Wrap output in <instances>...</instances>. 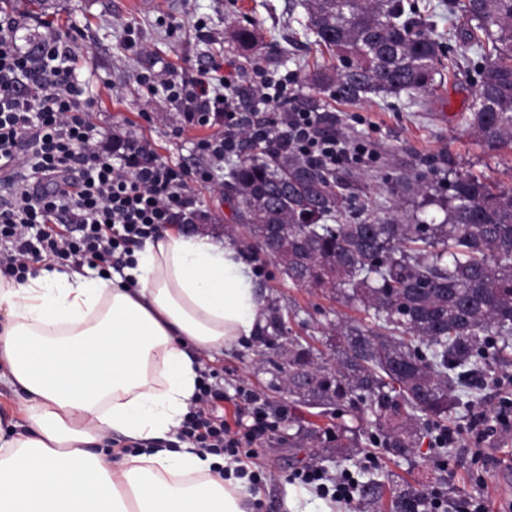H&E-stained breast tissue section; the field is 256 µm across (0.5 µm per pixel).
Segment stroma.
I'll return each mask as SVG.
<instances>
[{"label": "stroma", "instance_id": "35a3bbf8", "mask_svg": "<svg viewBox=\"0 0 512 512\" xmlns=\"http://www.w3.org/2000/svg\"><path fill=\"white\" fill-rule=\"evenodd\" d=\"M296 0H163L161 6L137 10L131 0H43L34 9L24 0H15L10 14L20 19L23 41L34 44L49 36L73 42L77 47L76 72L88 83L93 99L91 121L101 135L112 138L125 133L148 140L159 158L190 170L207 167L209 160L194 147L207 129L197 127L174 136L177 114L162 95H150L138 75L167 69L176 75L193 74L209 57L231 61L238 74L239 104L252 111L255 100L253 60L257 55L275 54L266 72L289 75L296 81L297 108L309 112H329L336 117V132L348 143H370L374 158L365 165L338 166V176L353 186L349 213L365 218L367 210L385 203L397 209L403 219L412 215L442 221L437 206H421L419 197L394 195L395 178L432 172L442 178L447 171L472 173L489 182L512 186V150L492 149L469 127L466 116L478 80L479 57L450 40L448 50L457 57L455 74L425 93L374 98L369 104H349L317 92L310 82L317 68L330 65L331 58L295 23L300 13ZM206 21L205 31H197L198 21ZM255 26L256 44H238L235 32L240 25ZM137 49H129L127 40ZM196 207L207 215L209 224L224 228L235 224V213L217 183L196 187ZM257 282L267 298L275 300L287 316L294 334L322 338L330 324L356 317L349 307L321 294L294 286L282 277L271 261L258 260ZM212 372V381L224 391V413L234 410L249 414L262 408L277 419L278 426L262 441L248 464L259 474L260 497L254 512H285L286 486L303 491L298 471L311 466L323 470L335 481L338 469L318 447L292 448L288 437L295 433L298 419L318 426L336 421L335 408L326 411L305 406L274 388L277 371L268 356L262 355L257 339L239 346L202 355ZM476 402L458 414L454 426L456 440L448 450V468L438 472L428 441L414 452L416 467L383 451H375L373 465L399 476L410 486L427 489L435 477L443 479L445 512H473L484 503L489 512H512V496L498 494V457L512 455V437L499 431V416L505 408L503 392L494 376L477 373L472 377Z\"/></svg>", "mask_w": 512, "mask_h": 512}]
</instances>
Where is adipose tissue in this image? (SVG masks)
Wrapping results in <instances>:
<instances>
[{"label": "adipose tissue", "instance_id": "obj_1", "mask_svg": "<svg viewBox=\"0 0 512 512\" xmlns=\"http://www.w3.org/2000/svg\"><path fill=\"white\" fill-rule=\"evenodd\" d=\"M266 300L238 239L165 229L105 278H0V382L28 426L0 435V512H247L246 478L182 444L199 357L260 335ZM130 451L93 452L108 435Z\"/></svg>", "mask_w": 512, "mask_h": 512}]
</instances>
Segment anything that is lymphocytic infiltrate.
I'll list each match as a JSON object with an SVG mask.
<instances>
[{"instance_id": "lymphocytic-infiltrate-1", "label": "lymphocytic infiltrate", "mask_w": 512, "mask_h": 512, "mask_svg": "<svg viewBox=\"0 0 512 512\" xmlns=\"http://www.w3.org/2000/svg\"><path fill=\"white\" fill-rule=\"evenodd\" d=\"M19 28L15 17L0 15V276L25 280L35 261L89 263L105 272L124 265L132 247L164 225L195 223L194 187L212 181L225 157L236 153L243 123L238 84L225 75L223 60L212 59L191 76L158 71L139 77L174 104L175 135L223 126L221 135L197 141L211 165L192 172L159 159L149 142L132 137L114 153L87 116L90 100L73 67V45L52 38L27 47L19 42ZM255 96L260 113L281 114L288 146L327 169L372 157L367 144H348L329 130L323 113L293 108L287 83L261 78ZM223 400L220 388L201 380L178 437L239 462L243 444L271 424L254 412L248 432L237 436L219 413Z\"/></svg>"}]
</instances>
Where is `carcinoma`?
Returning <instances> with one entry per match:
<instances>
[{
	"label": "carcinoma",
	"mask_w": 512,
	"mask_h": 512,
	"mask_svg": "<svg viewBox=\"0 0 512 512\" xmlns=\"http://www.w3.org/2000/svg\"><path fill=\"white\" fill-rule=\"evenodd\" d=\"M307 28L338 64L312 81L350 104L432 89L453 67L436 23L414 0H303ZM467 21L455 29L481 66L468 118L489 146L512 149V0H450ZM241 139L227 194L254 251L300 288L328 293L364 313L336 323L325 349L292 334L274 311L260 342L274 351L281 389L336 416L367 413L371 428L298 426L294 447L316 443L336 462L367 448L407 459L431 437L448 453V418L473 397L477 369L512 367V187L458 174L447 183L407 176L403 192L440 202L439 224L407 223L382 205L365 219L347 215L346 184L274 137L262 155ZM370 473L358 488L368 512H436L438 495L389 486Z\"/></svg>",
	"instance_id": "cac0c4a2"
}]
</instances>
